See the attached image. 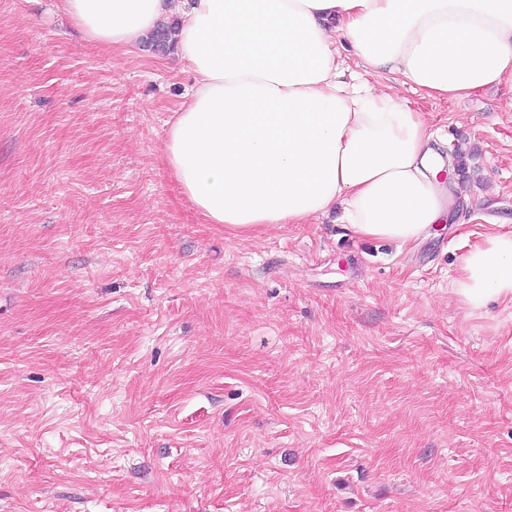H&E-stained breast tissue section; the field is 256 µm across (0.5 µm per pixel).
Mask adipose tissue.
<instances>
[{"label": "adipose tissue", "instance_id": "ef3b65f1", "mask_svg": "<svg viewBox=\"0 0 512 512\" xmlns=\"http://www.w3.org/2000/svg\"><path fill=\"white\" fill-rule=\"evenodd\" d=\"M84 41L143 47L176 21L194 82L166 167L209 224L251 235L340 209L362 239L426 240L457 218L449 162L402 89L512 87V0H61ZM395 81L376 89L373 77ZM470 312L512 298V233L462 258Z\"/></svg>", "mask_w": 512, "mask_h": 512}]
</instances>
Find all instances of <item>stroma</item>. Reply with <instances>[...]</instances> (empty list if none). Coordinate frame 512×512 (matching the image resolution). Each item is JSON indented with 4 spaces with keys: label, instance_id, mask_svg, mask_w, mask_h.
I'll use <instances>...</instances> for the list:
<instances>
[{
    "label": "stroma",
    "instance_id": "obj_1",
    "mask_svg": "<svg viewBox=\"0 0 512 512\" xmlns=\"http://www.w3.org/2000/svg\"><path fill=\"white\" fill-rule=\"evenodd\" d=\"M191 84L0 0V512H512V300L453 293L512 232V90H403L465 199L401 246L205 223L162 160Z\"/></svg>",
    "mask_w": 512,
    "mask_h": 512
}]
</instances>
